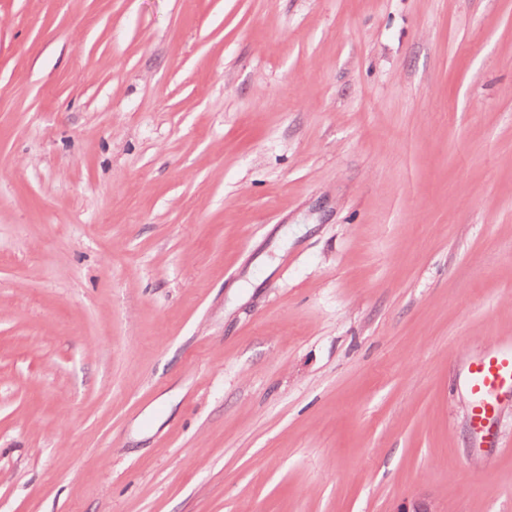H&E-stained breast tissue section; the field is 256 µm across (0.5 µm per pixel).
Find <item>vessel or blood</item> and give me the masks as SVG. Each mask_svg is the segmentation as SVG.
<instances>
[{
  "label": "vessel or blood",
  "mask_w": 512,
  "mask_h": 512,
  "mask_svg": "<svg viewBox=\"0 0 512 512\" xmlns=\"http://www.w3.org/2000/svg\"><path fill=\"white\" fill-rule=\"evenodd\" d=\"M467 382L475 397L471 425L477 431L488 432L497 406L496 393L512 383V353L494 351L472 362Z\"/></svg>",
  "instance_id": "vessel-or-blood-1"
}]
</instances>
